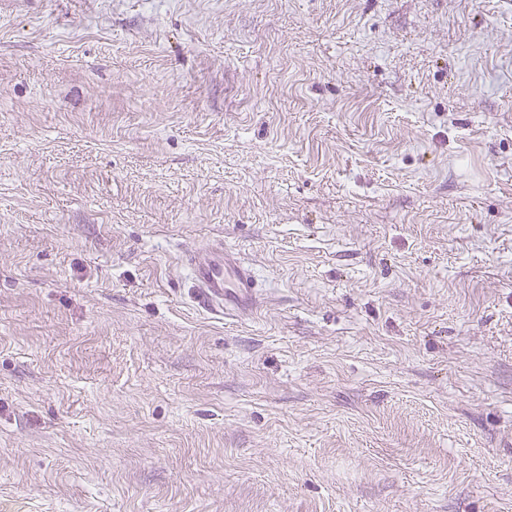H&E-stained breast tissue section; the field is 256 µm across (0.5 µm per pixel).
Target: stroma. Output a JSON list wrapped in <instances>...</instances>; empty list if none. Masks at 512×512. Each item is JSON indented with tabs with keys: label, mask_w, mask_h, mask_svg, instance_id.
Segmentation results:
<instances>
[{
	"label": "stroma",
	"mask_w": 512,
	"mask_h": 512,
	"mask_svg": "<svg viewBox=\"0 0 512 512\" xmlns=\"http://www.w3.org/2000/svg\"><path fill=\"white\" fill-rule=\"evenodd\" d=\"M0 512H512V0H0ZM186 260L203 308L222 311L225 317L258 310V283L234 251L224 246L212 247L204 259L198 260L189 253Z\"/></svg>",
	"instance_id": "obj_1"
}]
</instances>
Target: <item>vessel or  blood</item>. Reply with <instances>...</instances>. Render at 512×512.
<instances>
[{"label": "vessel or blood", "instance_id": "b4317fda", "mask_svg": "<svg viewBox=\"0 0 512 512\" xmlns=\"http://www.w3.org/2000/svg\"><path fill=\"white\" fill-rule=\"evenodd\" d=\"M193 283L203 308L240 316L256 312L260 306L258 283L234 251L213 247L204 259L188 256Z\"/></svg>", "mask_w": 512, "mask_h": 512}]
</instances>
